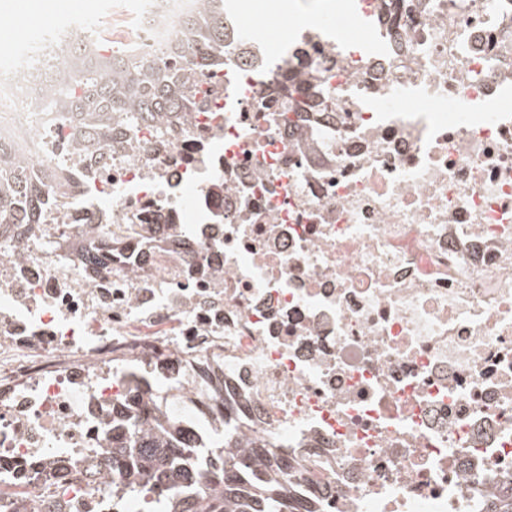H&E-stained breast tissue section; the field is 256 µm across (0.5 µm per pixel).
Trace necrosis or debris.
Here are the masks:
<instances>
[{
	"label": "necrosis or debris",
	"instance_id": "obj_1",
	"mask_svg": "<svg viewBox=\"0 0 512 512\" xmlns=\"http://www.w3.org/2000/svg\"><path fill=\"white\" fill-rule=\"evenodd\" d=\"M226 0L223 53L165 138L47 112L0 45V142L64 178L0 226V512H148L117 494L112 406L196 442L234 419L313 512H500L512 501V0H368L348 53L315 13L279 51ZM200 0H148L165 59ZM94 456L61 479V459Z\"/></svg>",
	"mask_w": 512,
	"mask_h": 512
}]
</instances>
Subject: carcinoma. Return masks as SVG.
Instances as JSON below:
<instances>
[{
    "mask_svg": "<svg viewBox=\"0 0 512 512\" xmlns=\"http://www.w3.org/2000/svg\"><path fill=\"white\" fill-rule=\"evenodd\" d=\"M183 66L137 61L126 49L111 54L85 36H64L54 49L60 63L43 85L48 112H73L88 130L81 150L93 153L140 124L158 135L186 110L195 77L209 67L214 51L224 52V0H201L199 11L184 21L178 36ZM68 185L49 190L34 164L0 145V225L37 224L46 196L65 194ZM136 385L122 417L112 422V472L125 489L153 494L162 512H307L288 494V470L267 458L266 445L234 433L201 451L185 432L157 423L145 426L136 407Z\"/></svg>",
    "mask_w": 512,
    "mask_h": 512,
    "instance_id": "carcinoma-1",
    "label": "carcinoma"
}]
</instances>
